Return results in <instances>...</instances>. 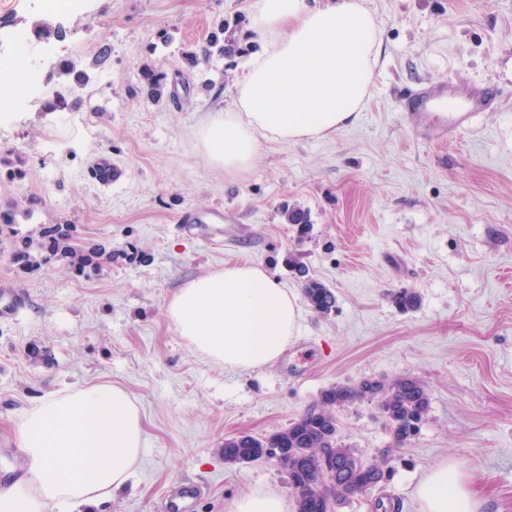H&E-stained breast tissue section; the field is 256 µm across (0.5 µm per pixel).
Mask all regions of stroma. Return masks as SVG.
<instances>
[{
    "label": "stroma",
    "mask_w": 512,
    "mask_h": 512,
    "mask_svg": "<svg viewBox=\"0 0 512 512\" xmlns=\"http://www.w3.org/2000/svg\"><path fill=\"white\" fill-rule=\"evenodd\" d=\"M18 60L41 75L23 102L0 109V160L23 159L20 181L0 177L16 238L0 240V485L17 475L13 422L31 401L67 386L110 382L135 398L145 453L125 489L99 512H160L167 492L195 484L194 512H234L259 488L290 496L275 460L224 462V439L285 427L322 389L411 375L430 412L404 448L374 405L340 412L341 435L363 458L387 456L381 484L397 512H421L415 487L451 460L484 512H512V0H365L383 53L360 122L329 140L262 143L231 176L210 164L198 129L231 107L229 89L264 39L250 0H8ZM228 22L239 53L189 66L213 24ZM64 38L35 37L42 23ZM166 41H159L158 32ZM106 64H96L102 46ZM90 77L80 97L60 61ZM182 76L189 92L133 97L143 61ZM489 81L505 91L474 130L423 141L398 98L418 83ZM58 102L46 112V92ZM109 158L104 186L89 171ZM42 207L26 216L30 198ZM303 211L308 229L284 209ZM67 222L79 244L105 251L100 268L68 261L13 264L16 239ZM227 263L260 265L287 287L331 288L330 315L303 306L298 332L273 365L227 371L193 351L165 308L184 283ZM420 297L404 312L391 294Z\"/></svg>",
    "instance_id": "obj_1"
}]
</instances>
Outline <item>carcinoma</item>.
I'll return each instance as SVG.
<instances>
[{
  "instance_id": "carcinoma-1",
  "label": "carcinoma",
  "mask_w": 512,
  "mask_h": 512,
  "mask_svg": "<svg viewBox=\"0 0 512 512\" xmlns=\"http://www.w3.org/2000/svg\"><path fill=\"white\" fill-rule=\"evenodd\" d=\"M237 52L234 42L224 39V23L211 32L207 44L198 51L185 52L190 64L209 59L212 55L224 57ZM58 75L66 77L76 88L89 82V75L76 69L72 62L58 67ZM168 75L153 64H144L138 71V82L133 95L160 99ZM68 228L55 224L44 230L38 242L23 240L13 250V261L30 265L34 258L48 261L59 255L68 256L79 269L97 265L101 249L83 251L71 243ZM306 302L322 313L335 307L336 296L322 282L307 279L303 286ZM395 305L404 311L420 305L416 292L402 288L392 293ZM375 404L385 425L391 428V443L400 449L419 434L430 411V399L425 385L410 375L391 380L363 379L347 385L335 384L320 392L318 404L305 411L286 427L257 437L242 433L224 439V463L237 466L262 457L265 448H279L288 457V482L294 496L295 512H337L338 508L353 502L356 492L368 496L384 480L386 459L364 460L342 441L338 413L352 405ZM331 483L330 490L318 493L312 486L323 481Z\"/></svg>"
}]
</instances>
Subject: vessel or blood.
Listing matches in <instances>:
<instances>
[{
  "label": "vessel or blood",
  "instance_id": "b4317fda",
  "mask_svg": "<svg viewBox=\"0 0 512 512\" xmlns=\"http://www.w3.org/2000/svg\"><path fill=\"white\" fill-rule=\"evenodd\" d=\"M500 91L491 84H419L401 96L403 116L423 140L473 130L481 113L493 110Z\"/></svg>",
  "mask_w": 512,
  "mask_h": 512
}]
</instances>
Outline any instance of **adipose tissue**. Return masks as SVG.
Returning a JSON list of instances; mask_svg holds the SVG:
<instances>
[{
    "label": "adipose tissue",
    "mask_w": 512,
    "mask_h": 512,
    "mask_svg": "<svg viewBox=\"0 0 512 512\" xmlns=\"http://www.w3.org/2000/svg\"><path fill=\"white\" fill-rule=\"evenodd\" d=\"M267 40L234 82L233 107L199 131L208 161L250 170L261 141L321 140L359 122L382 54L364 0H251ZM166 315L179 335L227 370L276 363L296 335L301 297L263 268L232 264L186 283ZM21 477L0 487V512H91L130 480L145 452L143 422L117 384L66 387L31 402L14 422ZM422 512H482L469 478L451 461L416 486Z\"/></svg>",
    "instance_id": "ef3b65f1"
}]
</instances>
